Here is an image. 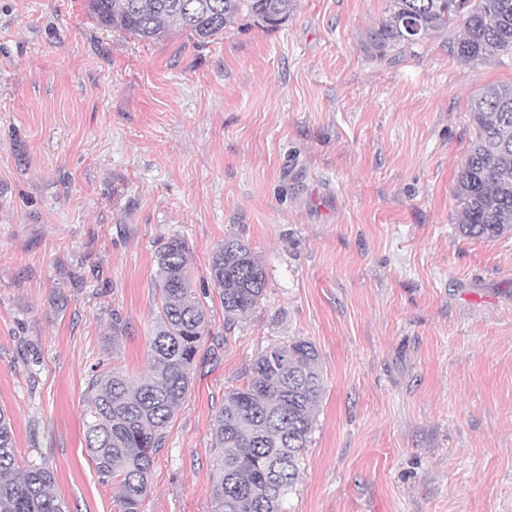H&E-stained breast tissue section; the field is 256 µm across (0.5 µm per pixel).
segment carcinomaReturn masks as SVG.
Listing matches in <instances>:
<instances>
[{
	"label": "carcinoma",
	"mask_w": 512,
	"mask_h": 512,
	"mask_svg": "<svg viewBox=\"0 0 512 512\" xmlns=\"http://www.w3.org/2000/svg\"><path fill=\"white\" fill-rule=\"evenodd\" d=\"M294 2L87 0V8L101 25L139 40L160 39L177 27L203 42L241 15L275 26ZM458 18L463 60L512 54V0H389L387 18L370 34V45L381 51L391 42L416 43ZM470 115L474 138L458 177V229L466 237L494 241L512 232V85L485 86L472 100ZM187 251L185 241L172 236L157 253L161 300L147 378L133 385L112 369L88 385L85 446L102 480L118 482L119 512H140L166 429L189 389L199 344L210 332ZM210 275L229 326L264 298V268L238 237L224 239ZM322 392L318 349L292 339L268 345L246 382L224 393L212 423L215 447L221 449L212 479L217 512H287ZM54 483L49 467L19 465L11 419L0 409V512H67L52 493Z\"/></svg>",
	"instance_id": "cac0c4a2"
}]
</instances>
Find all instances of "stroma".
Listing matches in <instances>:
<instances>
[{"label": "stroma", "mask_w": 512, "mask_h": 512, "mask_svg": "<svg viewBox=\"0 0 512 512\" xmlns=\"http://www.w3.org/2000/svg\"><path fill=\"white\" fill-rule=\"evenodd\" d=\"M387 8L295 0L198 46L0 0V408L69 512H117L88 382L147 375L175 235L211 327L142 512H215L224 392L299 338L324 392L288 512H512V233L462 236L456 196L470 103L512 56L464 61L457 20L375 51ZM231 234L267 284L228 327L210 267Z\"/></svg>", "instance_id": "1"}]
</instances>
